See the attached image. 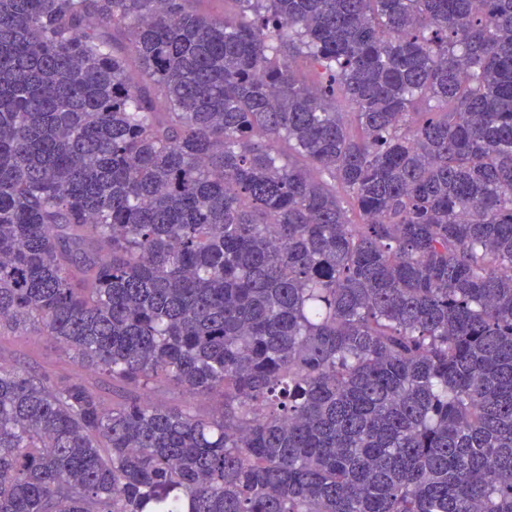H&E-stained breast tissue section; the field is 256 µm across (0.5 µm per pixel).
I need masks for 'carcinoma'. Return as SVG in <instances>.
Instances as JSON below:
<instances>
[{"label":"carcinoma","mask_w":512,"mask_h":512,"mask_svg":"<svg viewBox=\"0 0 512 512\" xmlns=\"http://www.w3.org/2000/svg\"><path fill=\"white\" fill-rule=\"evenodd\" d=\"M191 2L0 0V340L133 392L0 512H512V0Z\"/></svg>","instance_id":"carcinoma-1"}]
</instances>
